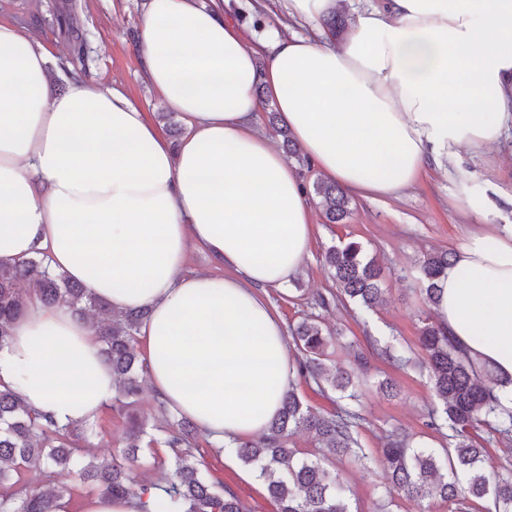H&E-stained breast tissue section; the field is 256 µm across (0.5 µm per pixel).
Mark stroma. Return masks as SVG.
<instances>
[{
    "mask_svg": "<svg viewBox=\"0 0 512 512\" xmlns=\"http://www.w3.org/2000/svg\"><path fill=\"white\" fill-rule=\"evenodd\" d=\"M69 3L76 6L72 26L88 43L85 79L121 89L149 118H156L162 109L160 96L140 68L136 42L137 26L148 0H0V19L35 33L51 57L53 89H68L75 79L65 68L69 41L61 34L55 17ZM224 13L245 32L258 37L276 24L274 0H269L262 11L256 0H225ZM459 167L462 178L458 181L430 170L397 197L352 198L351 215L340 224L328 223L322 207L314 206V235L300 274L283 289L268 292L270 303L285 324L315 311L324 326L341 331L342 343L330 349L328 365L349 366L355 353L368 355L370 383L361 398L365 422L359 431L363 447L379 448L392 433L440 448L448 444L447 432L425 425L428 412L441 401L427 372L415 365L424 355L420 329L432 313L417 288L419 262L435 250L455 251L469 231L480 228L478 218L464 215L454 204L462 190L487 203L489 223L512 225V129L485 152L462 151ZM350 241L359 242L383 268V303L371 310L341 304L314 310V299L335 287L323 262L326 249ZM393 344L404 346L411 365L395 367L373 352L374 347ZM387 377L399 386L398 395L392 398L377 388L378 381ZM87 440L98 456L119 453L124 445L123 420L112 411H103L91 423ZM204 455L210 479L233 491L249 512H275L264 483L234 453L208 448ZM340 472L353 491L352 512H372L386 482L383 468L346 463Z\"/></svg>",
    "mask_w": 512,
    "mask_h": 512,
    "instance_id": "stroma-1",
    "label": "stroma"
}]
</instances>
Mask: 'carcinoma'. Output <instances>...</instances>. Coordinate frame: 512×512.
Masks as SVG:
<instances>
[{"label":"carcinoma","instance_id":"cac0c4a2","mask_svg":"<svg viewBox=\"0 0 512 512\" xmlns=\"http://www.w3.org/2000/svg\"><path fill=\"white\" fill-rule=\"evenodd\" d=\"M87 60L86 43L77 34L72 37L70 64L84 71ZM313 189L329 223L340 224L349 216L350 199L339 186L317 182ZM324 259L337 292L329 298L319 296L314 306L326 308L348 299L370 310L382 302V269L376 260L366 258L359 243L331 246ZM451 261L452 253L440 250L421 262L419 283L431 305L436 300L434 281ZM34 300L44 307L66 304L81 316H94L103 354L119 383L111 410L124 415L125 446L120 457L98 460L85 444L83 422L60 426L0 384V512H57L59 502L72 497V486L62 481L72 472L79 475L87 494L135 496L142 500V512H247L235 494L205 476L204 435L193 421L182 416L153 433L129 412L147 377L137 333L148 309L116 313L107 300L65 273L51 271L41 258L0 266V345ZM289 333L298 378L324 394L336 393L339 408L333 413L315 412L291 388L262 435L229 444L239 460L256 469L277 512H350L352 490L336 466L344 461L375 462L386 470L389 484L377 512H390L396 495L418 504L451 502L456 505L454 512H466L465 504L472 498L487 499L490 512H512V472L487 465L484 444L476 435L482 428L503 438L512 434V408L498 397L507 382L468 357L438 325L425 323L420 343L425 369L443 400L442 408L431 411L429 427L450 431L448 448L414 446L396 436L374 452L362 447L358 430L365 416L357 401L368 358L359 353L353 367L328 368L327 348L339 333L324 327L312 313L290 325ZM295 432L314 435L323 447L321 456L296 459L295 449L288 447ZM136 463L170 471L164 495L152 496V483L132 486L129 470ZM30 467L42 469L48 488L23 482V470Z\"/></svg>","mask_w":512,"mask_h":512}]
</instances>
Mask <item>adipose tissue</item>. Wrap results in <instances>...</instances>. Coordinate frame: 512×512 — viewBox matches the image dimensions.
<instances>
[{
  "label": "adipose tissue",
  "instance_id": "obj_1",
  "mask_svg": "<svg viewBox=\"0 0 512 512\" xmlns=\"http://www.w3.org/2000/svg\"><path fill=\"white\" fill-rule=\"evenodd\" d=\"M257 41L221 0H149L141 68L187 132L171 148L123 91L54 93L50 58L0 20V264L46 257L113 310L146 308L148 384L168 409L225 443L265 431L295 380L267 291L298 273L314 233L302 181L255 126L262 98L347 194L387 199L426 167L457 179L462 149L512 127V0H385L344 39L343 0H281ZM305 20L311 34L285 35ZM228 268H187L192 247ZM438 326L509 385L512 230L468 234L436 280ZM0 383L58 425L95 418L117 381L90 323L30 304L0 347Z\"/></svg>",
  "mask_w": 512,
  "mask_h": 512
}]
</instances>
